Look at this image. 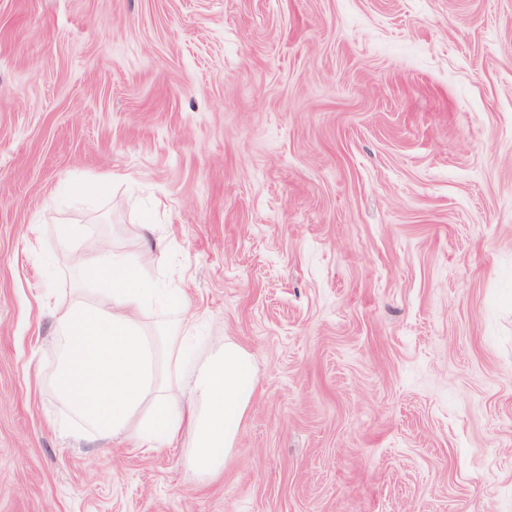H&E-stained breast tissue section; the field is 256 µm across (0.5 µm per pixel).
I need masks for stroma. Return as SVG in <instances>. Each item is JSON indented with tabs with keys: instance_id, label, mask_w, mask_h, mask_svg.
Returning a JSON list of instances; mask_svg holds the SVG:
<instances>
[{
	"instance_id": "35a3bbf8",
	"label": "stroma",
	"mask_w": 512,
	"mask_h": 512,
	"mask_svg": "<svg viewBox=\"0 0 512 512\" xmlns=\"http://www.w3.org/2000/svg\"><path fill=\"white\" fill-rule=\"evenodd\" d=\"M58 224L250 353L218 477L51 390ZM0 512H512V0H0Z\"/></svg>"
}]
</instances>
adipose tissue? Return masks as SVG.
Listing matches in <instances>:
<instances>
[{
	"label": "adipose tissue",
	"instance_id": "ef3b65f1",
	"mask_svg": "<svg viewBox=\"0 0 512 512\" xmlns=\"http://www.w3.org/2000/svg\"><path fill=\"white\" fill-rule=\"evenodd\" d=\"M81 275L94 283L93 297L78 293L54 307L60 343L50 379L55 394L103 440L124 437L166 448L191 432V469L218 475L258 392L250 354L225 339L194 378H183L188 323L174 324L166 341L148 330L142 315L155 290L140 260L109 251L82 262Z\"/></svg>",
	"mask_w": 512,
	"mask_h": 512
}]
</instances>
